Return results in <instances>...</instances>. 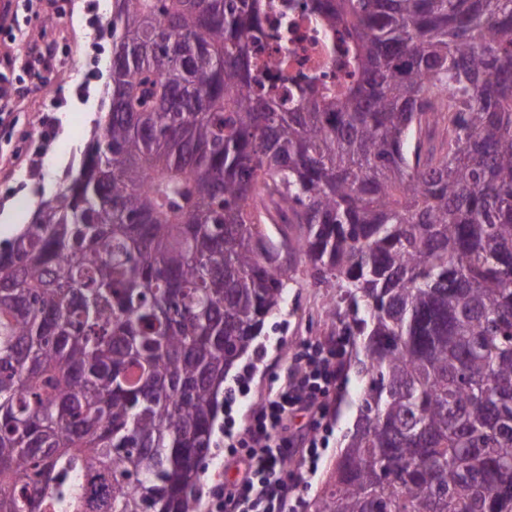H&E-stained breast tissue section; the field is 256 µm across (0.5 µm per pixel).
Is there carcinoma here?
I'll list each match as a JSON object with an SVG mask.
<instances>
[{
    "label": "carcinoma",
    "mask_w": 512,
    "mask_h": 512,
    "mask_svg": "<svg viewBox=\"0 0 512 512\" xmlns=\"http://www.w3.org/2000/svg\"><path fill=\"white\" fill-rule=\"evenodd\" d=\"M311 8L357 79L286 109L260 0H112L109 111L0 251V512H195L301 266L367 377L313 512H512V0Z\"/></svg>",
    "instance_id": "obj_1"
}]
</instances>
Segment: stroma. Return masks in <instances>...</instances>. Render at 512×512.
I'll list each match as a JSON object with an SVG mask.
<instances>
[{
	"mask_svg": "<svg viewBox=\"0 0 512 512\" xmlns=\"http://www.w3.org/2000/svg\"><path fill=\"white\" fill-rule=\"evenodd\" d=\"M112 0H16L14 30L0 33V83L10 91L9 113L0 120V246L30 223L37 190L54 194L68 171L79 170L91 139L93 121L108 111L106 63L112 32L104 16ZM52 44L60 62L53 68L33 65L31 56ZM334 291L315 287L298 274L288 301L269 319L264 336L229 372L232 389L244 366H253L247 394L231 407L230 417L214 427V448L200 473L197 512H206L211 491L235 476L228 462V441L239 423L264 402L305 346L334 338L339 322L326 315ZM346 382L333 403L335 421L318 470L299 491L311 502L344 446V436L359 415L365 382L357 360H350Z\"/></svg>",
	"mask_w": 512,
	"mask_h": 512,
	"instance_id": "1",
	"label": "stroma"
}]
</instances>
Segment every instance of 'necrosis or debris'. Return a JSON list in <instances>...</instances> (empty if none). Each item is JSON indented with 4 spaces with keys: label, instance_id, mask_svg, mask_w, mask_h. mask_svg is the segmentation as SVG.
I'll return each instance as SVG.
<instances>
[{
    "label": "necrosis or debris",
    "instance_id": "obj_1",
    "mask_svg": "<svg viewBox=\"0 0 512 512\" xmlns=\"http://www.w3.org/2000/svg\"><path fill=\"white\" fill-rule=\"evenodd\" d=\"M261 4L264 35L254 56L272 65V83L286 107L298 105L306 84L350 82L344 34L326 30L307 0H261Z\"/></svg>",
    "mask_w": 512,
    "mask_h": 512
}]
</instances>
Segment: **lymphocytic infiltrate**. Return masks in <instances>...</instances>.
I'll return each mask as SVG.
<instances>
[{
	"mask_svg": "<svg viewBox=\"0 0 512 512\" xmlns=\"http://www.w3.org/2000/svg\"><path fill=\"white\" fill-rule=\"evenodd\" d=\"M349 344V337L340 336L328 347L308 351L300 367L287 373L276 393L254 412L237 441L241 476L213 491V512H288L301 478L288 474L286 462L299 453L307 465H314L319 448L314 438L295 441L288 423L312 409H324L343 378Z\"/></svg>",
	"mask_w": 512,
	"mask_h": 512,
	"instance_id": "1",
	"label": "lymphocytic infiltrate"
}]
</instances>
